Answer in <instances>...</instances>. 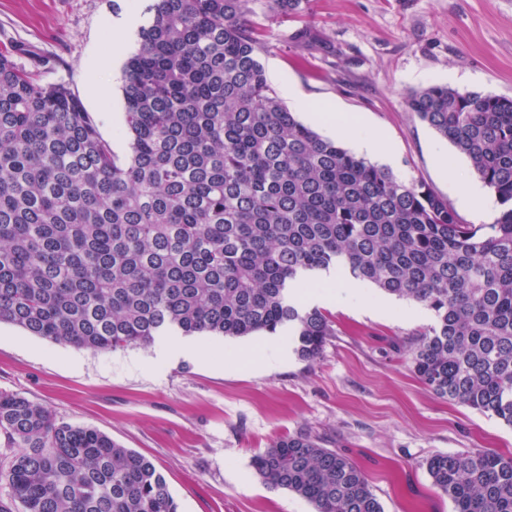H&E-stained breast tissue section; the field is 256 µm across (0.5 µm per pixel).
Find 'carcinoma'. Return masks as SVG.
<instances>
[{
  "instance_id": "1",
  "label": "carcinoma",
  "mask_w": 512,
  "mask_h": 512,
  "mask_svg": "<svg viewBox=\"0 0 512 512\" xmlns=\"http://www.w3.org/2000/svg\"><path fill=\"white\" fill-rule=\"evenodd\" d=\"M251 2L153 0L123 68V158L66 84L0 51V323L92 352L288 328L312 363L336 332L290 292L339 266L432 311L412 352L419 381L512 427V98L444 84L405 98L499 205L493 223L467 224L294 117L259 60ZM302 3L267 0L289 17ZM293 39L323 45L309 27ZM0 435L16 449L0 512H180L146 457L19 394L0 392ZM252 467L315 512H384L357 465L309 436L278 439ZM426 467L454 512H512V456Z\"/></svg>"
}]
</instances>
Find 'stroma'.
I'll return each instance as SVG.
<instances>
[{"mask_svg": "<svg viewBox=\"0 0 512 512\" xmlns=\"http://www.w3.org/2000/svg\"><path fill=\"white\" fill-rule=\"evenodd\" d=\"M151 0H0V45L44 83L62 82L126 155L121 75L91 73L90 55L112 46L116 22ZM260 61L274 89L362 115L395 145L391 170L461 207L439 165L478 185L467 159L405 105L434 83L512 98V0H307L301 16L270 14L256 0ZM315 28L325 46L291 37ZM332 296L336 330L319 358L301 360L288 330L241 338L172 334L149 347L94 353L0 323V391L47 408L57 421L97 429L164 475L180 512H314L271 489L251 461L296 434L351 458L384 512H453L426 462L491 450L512 456V427L436 396L416 377L412 350L434 322L424 306L359 285L348 270L315 273L301 296Z\"/></svg>", "mask_w": 512, "mask_h": 512, "instance_id": "35a3bbf8", "label": "stroma"}]
</instances>
